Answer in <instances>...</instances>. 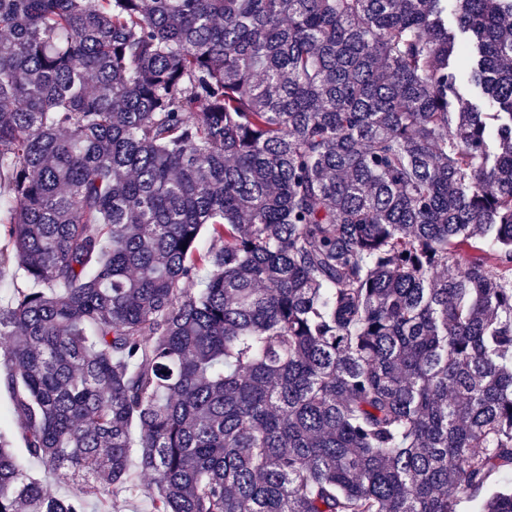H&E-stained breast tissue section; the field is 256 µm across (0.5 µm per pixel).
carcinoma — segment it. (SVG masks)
<instances>
[{"label":"carcinoma","mask_w":512,"mask_h":512,"mask_svg":"<svg viewBox=\"0 0 512 512\" xmlns=\"http://www.w3.org/2000/svg\"><path fill=\"white\" fill-rule=\"evenodd\" d=\"M508 18L0 0V512H512ZM0 430L13 438L16 453L20 458H25L17 422L12 412L11 400L3 389L0 391ZM30 476L39 479L53 494L61 497L80 495L84 489V483L75 479L68 473L44 472L36 464H30L27 468Z\"/></svg>","instance_id":"carcinoma-1"}]
</instances>
